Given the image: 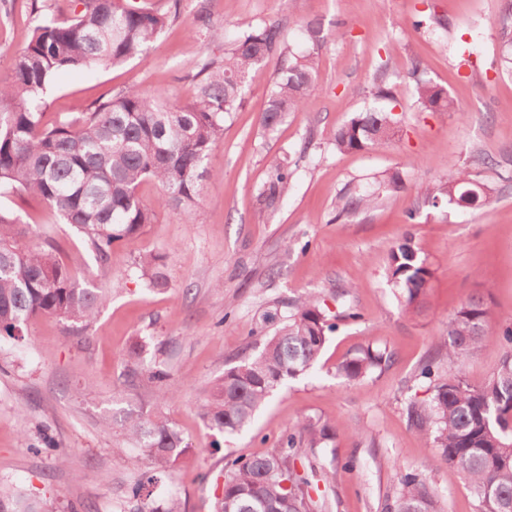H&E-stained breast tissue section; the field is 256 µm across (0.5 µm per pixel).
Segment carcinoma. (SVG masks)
Listing matches in <instances>:
<instances>
[{"mask_svg":"<svg viewBox=\"0 0 512 512\" xmlns=\"http://www.w3.org/2000/svg\"><path fill=\"white\" fill-rule=\"evenodd\" d=\"M72 19L45 17L19 53L10 82L0 83V196L33 195L54 209L62 222L76 227L97 259L107 261L112 246L139 234L153 223L155 207L138 196V187L152 180L163 188L162 207L186 218L198 209L203 183L213 176L207 159L224 130V119L244 105V82L253 68L277 60L273 87L262 113L264 131L275 130L294 112L304 110L314 86L313 54L281 39L280 24L243 32L224 47L221 59L205 57L197 76L195 100L174 107L158 93L130 87L91 111L68 113L53 124L44 122V96L56 72L70 68L116 67L145 58L167 26L171 9L137 7L129 0H80ZM500 65L512 74V4L499 31ZM421 60L410 61L414 103L422 111L453 112L448 91L423 78ZM371 103L340 127L333 138L338 152L386 148L399 129V119L386 102L392 89L376 85ZM292 172L288 158L273 163L259 193V217L273 213L288 194ZM380 194L347 188L336 198L340 216L378 207L384 198L407 189L398 170L380 175ZM487 185L465 167L448 178L421 188L424 202L475 210L490 199ZM18 217L0 207V336H19L38 314L73 323L93 320L107 300V291L83 283L61 265L52 245L30 246ZM163 257L147 255L137 268L154 288L167 287ZM387 280L398 289L407 312L422 308L431 272L410 235L392 247ZM322 297L314 293L278 301L261 320L260 350L224 371L203 405L207 425L220 434L249 426L257 410L280 386L317 362L336 328ZM490 327L487 300L471 295L462 302L438 338L440 354L424 360L419 378L430 395L412 400L407 423L455 469L477 502V512H512V349L500 358L488 379L472 385L464 375L466 358L478 349ZM391 354L367 347L336 365V376L358 382L386 365ZM162 397L178 386L163 363L137 374ZM127 436L144 449L152 472L130 490L147 512H182L179 503H156L154 488L161 477L179 467L188 451L180 431L160 417L136 416L125 423ZM336 428L307 420L283 432L274 448L236 458L224 468L221 493L213 512H324L326 497L313 485L316 473L307 448H324ZM435 491L424 472L398 468V484L388 512H438ZM0 512H48L19 492Z\"/></svg>","mask_w":512,"mask_h":512,"instance_id":"obj_1","label":"carcinoma"}]
</instances>
